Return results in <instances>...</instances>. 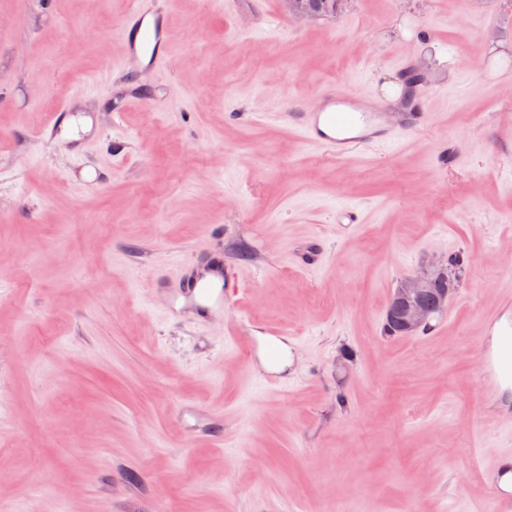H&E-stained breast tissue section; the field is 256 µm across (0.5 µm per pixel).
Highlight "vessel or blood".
<instances>
[{
	"label": "vessel or blood",
	"instance_id": "b4317fda",
	"mask_svg": "<svg viewBox=\"0 0 512 512\" xmlns=\"http://www.w3.org/2000/svg\"><path fill=\"white\" fill-rule=\"evenodd\" d=\"M170 0H132L119 25L121 53L113 68L124 74L132 70L157 72L168 61L169 29L167 15ZM288 129L306 145L339 158L350 157L365 143L393 142L427 127L431 114L426 101H419L401 111L395 125H383L374 113L366 111L363 97L332 85L319 90L314 110L289 112ZM239 288L224 272L222 255H212L192 267L181 284L184 297L198 299L200 320H207L213 307L232 304ZM483 333L496 337L498 345L487 355V369L492 377L512 376V295H505L500 306L483 316ZM512 476V453H503L491 473L492 495L496 512H512V490H504L503 476Z\"/></svg>",
	"mask_w": 512,
	"mask_h": 512
}]
</instances>
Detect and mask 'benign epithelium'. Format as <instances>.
I'll return each instance as SVG.
<instances>
[{"mask_svg": "<svg viewBox=\"0 0 512 512\" xmlns=\"http://www.w3.org/2000/svg\"><path fill=\"white\" fill-rule=\"evenodd\" d=\"M447 270L443 259L428 261L414 275L400 280L394 289L386 320L397 324L407 335H414L425 329L433 316V310L423 302L431 278Z\"/></svg>", "mask_w": 512, "mask_h": 512, "instance_id": "1", "label": "benign epithelium"}]
</instances>
